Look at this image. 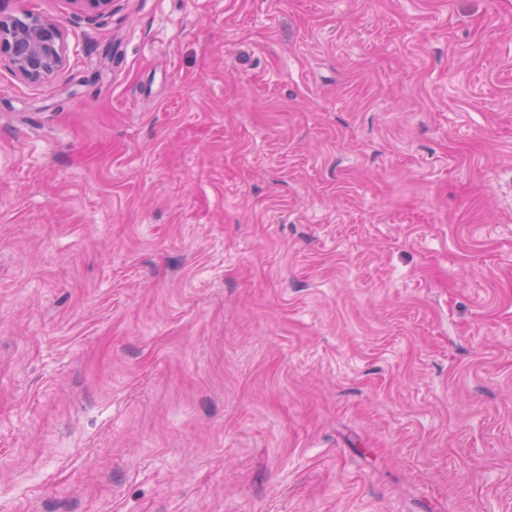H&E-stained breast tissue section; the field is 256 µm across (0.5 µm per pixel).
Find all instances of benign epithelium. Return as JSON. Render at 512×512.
I'll return each mask as SVG.
<instances>
[{
  "mask_svg": "<svg viewBox=\"0 0 512 512\" xmlns=\"http://www.w3.org/2000/svg\"><path fill=\"white\" fill-rule=\"evenodd\" d=\"M78 11L91 17L109 12L112 0H68ZM26 80L50 78L64 61L63 35L53 21L21 11L0 13V61Z\"/></svg>",
  "mask_w": 512,
  "mask_h": 512,
  "instance_id": "obj_1",
  "label": "benign epithelium"
}]
</instances>
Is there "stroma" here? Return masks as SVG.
Masks as SVG:
<instances>
[{"label":"stroma","instance_id":"1","mask_svg":"<svg viewBox=\"0 0 512 512\" xmlns=\"http://www.w3.org/2000/svg\"><path fill=\"white\" fill-rule=\"evenodd\" d=\"M0 512H512V0H0ZM26 80L50 78L64 61L63 35L53 21L21 11L0 13V62Z\"/></svg>","mask_w":512,"mask_h":512}]
</instances>
